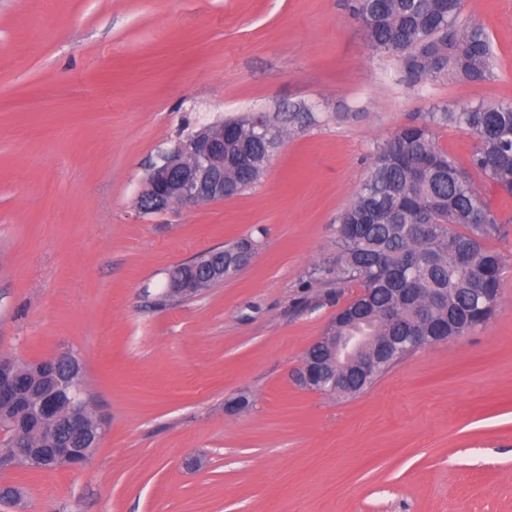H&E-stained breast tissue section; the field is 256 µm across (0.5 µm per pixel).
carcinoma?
<instances>
[{
  "label": "carcinoma",
  "mask_w": 512,
  "mask_h": 512,
  "mask_svg": "<svg viewBox=\"0 0 512 512\" xmlns=\"http://www.w3.org/2000/svg\"><path fill=\"white\" fill-rule=\"evenodd\" d=\"M368 41L398 57L410 83L456 77L490 80V42L482 24L459 20L461 0H356ZM453 124L477 139L470 166L512 195V100L434 104L420 121L402 128L378 147L366 181L338 217L340 251L336 274L358 281L357 306L370 317L369 336H465L494 314L505 270L504 257L483 239L500 231L501 221L481 198L470 174L433 138L432 128ZM234 131L224 145L230 194L248 189L270 163V152L248 117L224 122ZM426 156L440 168L415 179L405 159ZM486 219L471 223L474 212ZM395 288H415L406 300ZM397 305L391 325L378 314ZM21 430L0 443V456L18 446L47 448L51 440L22 411L11 414Z\"/></svg>",
  "instance_id": "obj_1"
}]
</instances>
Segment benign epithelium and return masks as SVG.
<instances>
[{"label":"benign epithelium","mask_w":512,"mask_h":512,"mask_svg":"<svg viewBox=\"0 0 512 512\" xmlns=\"http://www.w3.org/2000/svg\"><path fill=\"white\" fill-rule=\"evenodd\" d=\"M224 134L222 121L205 125L162 155L136 198V208L154 213L173 204L192 208L224 201L225 190L230 188L224 180ZM208 258V273L223 280L239 272L252 255L229 267L224 265V250L220 248L209 251ZM394 343L391 336L322 335L305 351L294 378L324 394H354L358 380H371L378 374ZM13 364L15 360L0 357V405H21L36 391L37 400L30 410L41 425L55 432L54 447L23 448L21 455L33 464L43 456L66 459L71 467L82 464L101 440L104 428L101 422L90 420L80 361L63 352L34 362V368L47 381L38 391L19 385L16 373L9 371ZM61 399L69 403L70 415L60 424L56 407Z\"/></svg>","instance_id":"1"}]
</instances>
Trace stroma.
I'll return each mask as SVG.
<instances>
[{
  "instance_id": "1",
  "label": "stroma",
  "mask_w": 512,
  "mask_h": 512,
  "mask_svg": "<svg viewBox=\"0 0 512 512\" xmlns=\"http://www.w3.org/2000/svg\"><path fill=\"white\" fill-rule=\"evenodd\" d=\"M461 19L490 81L407 83L351 0H0V356L74 354L104 425L79 467L1 474L0 512H512V196L484 174L495 316L355 395L294 379L360 292L316 269L377 147L431 105L512 99V0ZM257 113L283 134L251 188L136 209L162 154ZM246 236L234 278L158 305L171 268Z\"/></svg>"
}]
</instances>
